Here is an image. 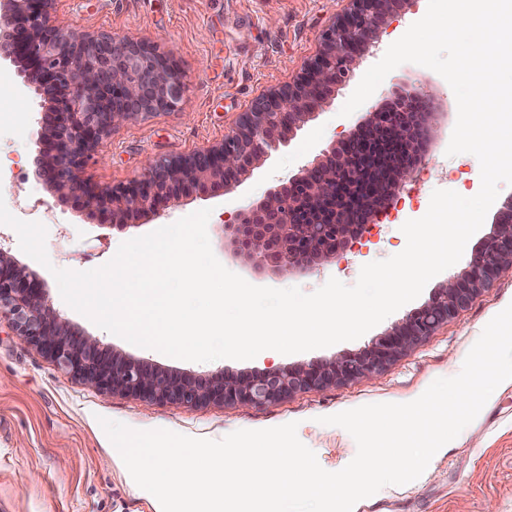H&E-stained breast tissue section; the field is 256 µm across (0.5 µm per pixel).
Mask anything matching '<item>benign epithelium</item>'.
<instances>
[{
  "mask_svg": "<svg viewBox=\"0 0 512 512\" xmlns=\"http://www.w3.org/2000/svg\"><path fill=\"white\" fill-rule=\"evenodd\" d=\"M52 2L0 4V62L21 64L25 86L48 102L36 176L56 190L61 204L91 220L108 215L122 227L139 215L160 214L176 191L197 188L222 196L237 187L266 151L333 100L359 58L375 46L387 17L408 0H351V8L321 33L319 52L297 79L259 98L219 145L188 157L149 159L138 180L119 187L91 182L82 176L84 168L113 127L179 109L187 84L176 62L149 45L59 28ZM432 104L423 87L394 90L301 173L239 209L224 225V249L257 272L282 275L339 260L416 171ZM506 272H512V199L498 210L467 268L391 331L358 351L262 371L196 376L118 354L62 320L40 276L1 243L0 316L12 321L24 342L96 391L185 406L270 407L298 391H322L384 370Z\"/></svg>",
  "mask_w": 512,
  "mask_h": 512,
  "instance_id": "benign-epithelium-1",
  "label": "benign epithelium"
}]
</instances>
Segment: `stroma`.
Segmentation results:
<instances>
[{"label": "stroma", "mask_w": 512, "mask_h": 512, "mask_svg": "<svg viewBox=\"0 0 512 512\" xmlns=\"http://www.w3.org/2000/svg\"><path fill=\"white\" fill-rule=\"evenodd\" d=\"M347 6L348 0H55L53 16L60 27L78 34L107 32L155 46L175 58L188 84L180 110L153 113L113 128L100 160L85 168V177L102 186L123 185L140 178L147 159L185 157L222 142L258 97L299 76L318 52L322 30ZM427 7L428 0H410L405 11L392 17L360 60L353 81L332 104L294 131L286 145L262 158L232 192L217 197L179 192L167 200L161 215L140 217L123 229L84 220L36 178L33 159L40 147L46 102L22 87L17 65H0V197L12 211L35 203L50 212V263L44 266L26 255L11 227L0 225V242L40 275L63 319L118 352L165 368L193 374L235 372L304 364L363 348L466 269L467 259L432 278L416 299L358 339L291 355L265 350L251 360L210 362L174 359L97 327L63 301L51 270L97 268L114 257L123 241L204 208L212 211L207 232L215 256L255 286L297 287L311 293L332 278L351 285L363 265L403 251V224L426 214L434 190L471 197L481 187L480 163L474 155L446 154L457 120L454 93L435 71L405 63L350 116H341L340 110L358 80L425 15ZM398 84H421L435 96L426 156L387 211L366 227L340 261L288 276L258 275L243 257L224 250V224L237 210L298 174L344 128L364 121L373 105ZM511 304L509 274L384 371L318 392H299L272 407L247 409L185 407L89 389L23 342L8 318H1L0 512H162L159 501L133 481L120 454L110 453L111 442L99 423L103 417L137 430L163 428L211 440L241 429L294 422L299 440L315 453L320 466L339 471L355 457L356 443L345 429L320 424V417L366 404L415 400L434 380L449 377L452 362L466 357L488 322ZM358 512H512V380L495 389L424 481L380 490L360 500Z\"/></svg>", "instance_id": "35a3bbf8"}]
</instances>
